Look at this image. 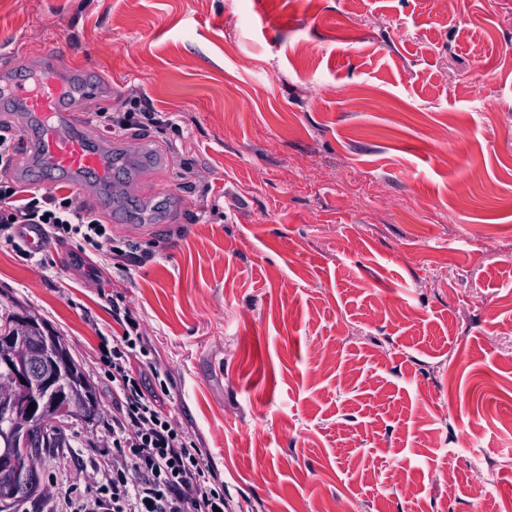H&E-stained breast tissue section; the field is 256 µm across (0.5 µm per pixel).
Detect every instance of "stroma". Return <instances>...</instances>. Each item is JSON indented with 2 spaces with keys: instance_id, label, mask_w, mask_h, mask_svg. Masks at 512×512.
Here are the masks:
<instances>
[{
  "instance_id": "stroma-1",
  "label": "stroma",
  "mask_w": 512,
  "mask_h": 512,
  "mask_svg": "<svg viewBox=\"0 0 512 512\" xmlns=\"http://www.w3.org/2000/svg\"><path fill=\"white\" fill-rule=\"evenodd\" d=\"M17 47L182 126L125 138L171 164H121V255L0 243V317L43 318L97 401L18 512L96 486L116 303L242 512H512V0H0Z\"/></svg>"
}]
</instances>
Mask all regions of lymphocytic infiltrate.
<instances>
[{"instance_id": "f902f5d3", "label": "lymphocytic infiltrate", "mask_w": 512, "mask_h": 512, "mask_svg": "<svg viewBox=\"0 0 512 512\" xmlns=\"http://www.w3.org/2000/svg\"><path fill=\"white\" fill-rule=\"evenodd\" d=\"M91 122L111 134L177 126L143 99L119 116L97 110ZM30 224L43 225L57 243L77 238L97 252L112 248L109 225L71 195L0 182V241L25 251L21 231ZM112 316L122 327L103 350L112 369V465L100 470L95 493L70 500L66 512H226L223 481L164 410L159 391L167 382L139 322L117 305Z\"/></svg>"}]
</instances>
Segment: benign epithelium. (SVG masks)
Returning a JSON list of instances; mask_svg holds the SVG:
<instances>
[{
    "mask_svg": "<svg viewBox=\"0 0 512 512\" xmlns=\"http://www.w3.org/2000/svg\"><path fill=\"white\" fill-rule=\"evenodd\" d=\"M22 324L16 323L7 330V335L0 338V361L15 363L20 371L13 382L11 396L0 401V417L10 424L11 429L3 442L8 448H20L24 445V428L40 417V406L29 409L35 402L31 391L38 387L48 388L53 385L54 377L49 366L55 361L47 356L41 339L35 336H23ZM41 458H28L20 483L15 488L18 496L26 490H33L41 485Z\"/></svg>",
    "mask_w": 512,
    "mask_h": 512,
    "instance_id": "benign-epithelium-1",
    "label": "benign epithelium"
}]
</instances>
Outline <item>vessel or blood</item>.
I'll list each match as a JSON object with an SVG mask.
<instances>
[{
    "label": "vessel or blood",
    "instance_id": "1",
    "mask_svg": "<svg viewBox=\"0 0 512 512\" xmlns=\"http://www.w3.org/2000/svg\"><path fill=\"white\" fill-rule=\"evenodd\" d=\"M111 91L86 70L50 53L32 72L0 69V108L27 113L35 120L26 129L22 146L40 160L38 184L68 187L78 194L111 186L117 169L112 149L92 139L84 124L86 112L97 108Z\"/></svg>",
    "mask_w": 512,
    "mask_h": 512
}]
</instances>
